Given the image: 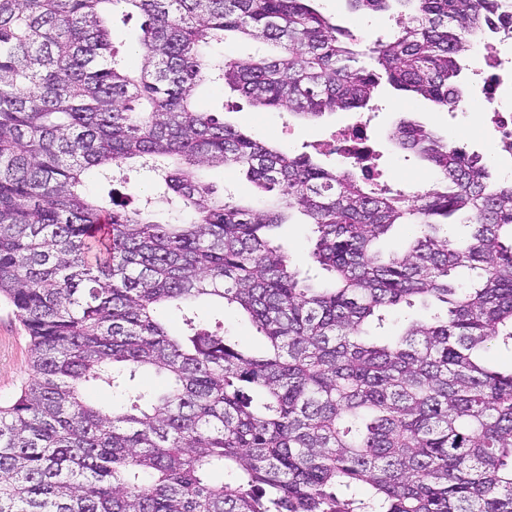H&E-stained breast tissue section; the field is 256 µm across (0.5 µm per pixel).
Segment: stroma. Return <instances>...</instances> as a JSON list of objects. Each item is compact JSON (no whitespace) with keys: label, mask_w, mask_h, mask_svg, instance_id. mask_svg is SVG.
<instances>
[{"label":"stroma","mask_w":512,"mask_h":512,"mask_svg":"<svg viewBox=\"0 0 512 512\" xmlns=\"http://www.w3.org/2000/svg\"><path fill=\"white\" fill-rule=\"evenodd\" d=\"M316 6L340 28L370 41L389 37L397 28L396 13L392 10L356 12L350 9L346 0H317ZM198 103L204 110L217 113L225 124L246 130L256 141L280 143L292 154L310 155L323 165L335 163L334 146L340 132L357 123L365 124L378 152L379 180L394 190L405 188L410 174H418L424 181L430 175L424 162L407 156L405 150L389 139L390 132L403 120L418 122L450 139L456 146L481 153L494 162L498 156L497 147L491 140L468 135L466 127L474 118L470 110L449 112L421 98L399 96L388 88L378 91L370 108L358 112L337 111L310 120L287 112L258 111L245 98L221 87H201ZM271 235L276 244L293 255L300 270L308 269V255L314 238L311 225L281 224L272 229ZM198 312L207 325L217 319L223 320L225 331L246 347L259 348L266 343L248 318L234 308L202 304ZM29 356L25 331L10 305L0 300L1 402L11 400L27 378Z\"/></svg>","instance_id":"stroma-1"}]
</instances>
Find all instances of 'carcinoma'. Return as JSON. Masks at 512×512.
Instances as JSON below:
<instances>
[{"instance_id": "1", "label": "carcinoma", "mask_w": 512, "mask_h": 512, "mask_svg": "<svg viewBox=\"0 0 512 512\" xmlns=\"http://www.w3.org/2000/svg\"><path fill=\"white\" fill-rule=\"evenodd\" d=\"M314 2L0 0V296L30 343V377L0 404V512H512V369L482 356L512 344V183L412 121L392 137L434 173L417 193L194 105L215 84L319 118L367 108L385 82L457 108L467 36L500 2L347 0L406 18L368 48ZM116 9L147 17L135 69L109 40ZM229 34L271 52H207ZM130 160L154 195L84 192L87 170L122 185ZM201 166L269 197L244 206ZM155 195L189 219L155 221ZM295 211L313 274L269 236ZM450 218L467 238L443 232ZM395 224L415 234L384 256ZM204 301L245 314L266 349L201 325ZM430 301L429 320L371 335L386 310ZM143 367L167 385L132 389ZM101 385L124 407L90 402Z\"/></svg>"}]
</instances>
